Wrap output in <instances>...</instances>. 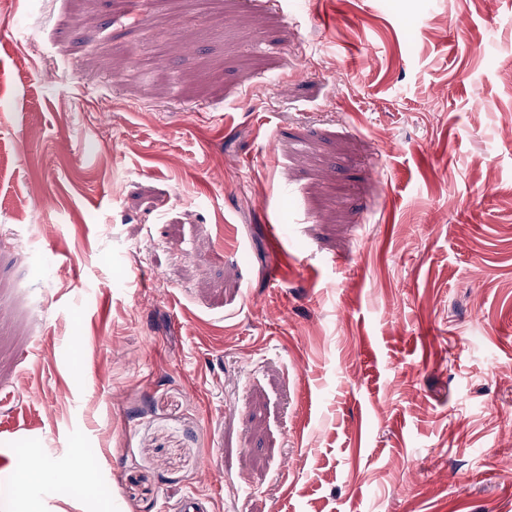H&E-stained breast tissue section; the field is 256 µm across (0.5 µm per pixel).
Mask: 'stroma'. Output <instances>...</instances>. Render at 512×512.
<instances>
[{
    "instance_id": "stroma-1",
    "label": "stroma",
    "mask_w": 512,
    "mask_h": 512,
    "mask_svg": "<svg viewBox=\"0 0 512 512\" xmlns=\"http://www.w3.org/2000/svg\"><path fill=\"white\" fill-rule=\"evenodd\" d=\"M511 69L512 0L0 12V512H512Z\"/></svg>"
}]
</instances>
